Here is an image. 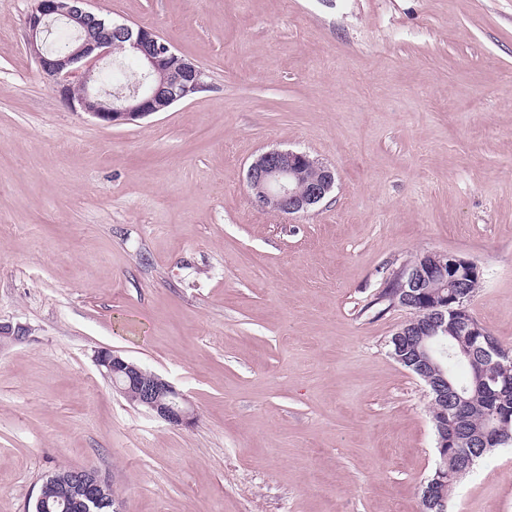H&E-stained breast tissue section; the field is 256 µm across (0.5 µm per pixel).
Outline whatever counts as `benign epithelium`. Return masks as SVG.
Instances as JSON below:
<instances>
[{
	"label": "benign epithelium",
	"instance_id": "7a95c632",
	"mask_svg": "<svg viewBox=\"0 0 512 512\" xmlns=\"http://www.w3.org/2000/svg\"><path fill=\"white\" fill-rule=\"evenodd\" d=\"M89 0H35L27 15V45L48 82L51 92L72 111L81 110L109 125L130 124L158 112L201 88V69L171 49L151 27L139 24L109 23L88 8ZM62 21L76 34L65 52L47 50L42 35L53 21ZM127 44L138 57L146 81L131 93L114 100L96 90L94 67L112 54V40ZM76 86L85 88L81 97L73 96ZM319 174L315 181L306 180V172ZM335 171L303 152L272 149L258 155L249 165L246 183L255 203L264 210L282 215L305 214L321 204L332 191ZM480 271L474 261L448 253L426 252L420 261L403 270L399 280L400 294L409 307L421 309L391 337V356L415 372L430 388L433 400L448 407L440 421L433 422L437 448L445 453L455 451L465 468L473 464V451L490 443L501 444L508 434L502 426L504 415L496 413L478 432L464 428L466 398L463 391L448 379L444 368L447 358L448 330L457 329L478 340L470 357L483 363L478 382L485 392L502 400L512 393V379L500 374L505 362L512 359L500 340L468 311L470 288L479 282ZM430 280L440 283L431 293L425 288ZM21 326L0 323V342L25 339ZM96 365L112 381V386L129 402L152 412L174 427L191 423V410L186 395L172 382L157 373L145 374L142 367L117 351H97ZM71 493L55 502L62 512H84L93 504L105 501L110 483L90 468H77L69 477ZM448 484V471L437 469L421 488L425 502L435 506ZM41 509L51 505L38 496Z\"/></svg>",
	"mask_w": 512,
	"mask_h": 512
}]
</instances>
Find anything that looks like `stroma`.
I'll return each instance as SVG.
<instances>
[{
  "mask_svg": "<svg viewBox=\"0 0 512 512\" xmlns=\"http://www.w3.org/2000/svg\"><path fill=\"white\" fill-rule=\"evenodd\" d=\"M0 0V512L92 467L122 512H420L429 390L377 304L426 251L481 272L472 315L512 348V0H90L203 72L107 126L30 54ZM271 148L336 171L303 216L258 207ZM108 347L186 394L175 428L102 375ZM447 512H512V447Z\"/></svg>",
  "mask_w": 512,
  "mask_h": 512,
  "instance_id": "stroma-1",
  "label": "stroma"
}]
</instances>
